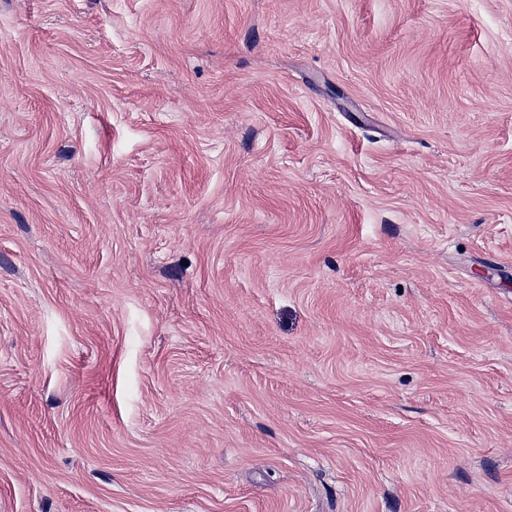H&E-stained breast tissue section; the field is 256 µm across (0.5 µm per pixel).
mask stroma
<instances>
[{"label": "stroma", "instance_id": "stroma-1", "mask_svg": "<svg viewBox=\"0 0 512 512\" xmlns=\"http://www.w3.org/2000/svg\"><path fill=\"white\" fill-rule=\"evenodd\" d=\"M0 512H512V0H0Z\"/></svg>", "mask_w": 512, "mask_h": 512}]
</instances>
